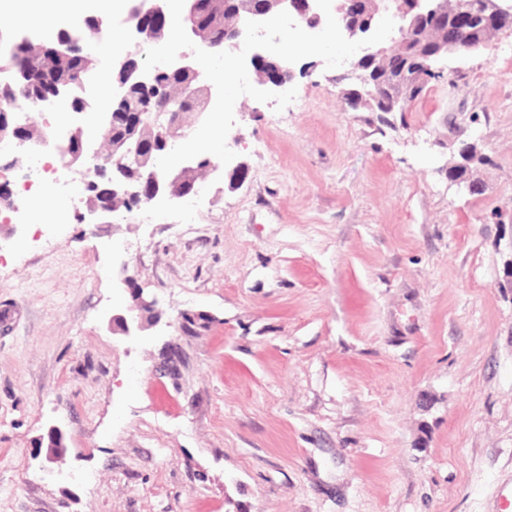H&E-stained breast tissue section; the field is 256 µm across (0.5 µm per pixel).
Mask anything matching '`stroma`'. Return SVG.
Here are the masks:
<instances>
[{"instance_id":"obj_1","label":"stroma","mask_w":512,"mask_h":512,"mask_svg":"<svg viewBox=\"0 0 512 512\" xmlns=\"http://www.w3.org/2000/svg\"><path fill=\"white\" fill-rule=\"evenodd\" d=\"M512 29L401 112L294 63L238 100L245 182L0 258V512H502L512 495ZM477 190L450 181L464 144ZM129 270L162 315L108 327ZM68 450L47 476L37 441Z\"/></svg>"}]
</instances>
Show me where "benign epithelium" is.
Listing matches in <instances>:
<instances>
[{"instance_id": "benign-epithelium-1", "label": "benign epithelium", "mask_w": 512, "mask_h": 512, "mask_svg": "<svg viewBox=\"0 0 512 512\" xmlns=\"http://www.w3.org/2000/svg\"><path fill=\"white\" fill-rule=\"evenodd\" d=\"M407 11L413 13L411 23L402 28L405 41L419 39L426 43H439L442 38L440 23L451 20L457 26H468L470 18L468 10L464 8L462 0H456L453 13H448L447 0H409ZM486 38L482 42L470 40L452 41L437 53L439 58H463L480 49L492 45L498 33L512 25V0H486ZM286 10L290 15L304 23L309 29L315 30L321 24L320 9L316 0H263L256 4V0H238L233 22L224 27V49L237 50L245 35V23L249 20L264 21L278 12ZM333 12L342 34L349 40H360L368 37L378 21L389 15L395 20L401 19L400 9L386 3V0H356L353 11L345 9L342 0H333ZM182 16L185 18V30L191 40H196L199 28L210 21V16L199 4V0H185ZM170 17V11L165 0H134L125 19L123 30L127 38L137 46L156 47L166 41L164 30L159 24ZM387 49L385 45H370L361 48V53L353 58L344 76L351 77L361 83L369 80L363 70V63L376 60ZM135 61L130 78L151 101L159 102L153 110L145 108L132 111L128 114L130 126L140 129L151 123L161 125L163 114L171 111L172 104L162 100V92L157 82L155 71L143 74V65L137 63V57L131 53L112 61V72L123 69L127 62ZM168 69L177 72L194 74L199 87L187 85L183 88L182 101H188L196 96L197 89L205 93V109L212 110L217 97L216 88L206 79L204 71L198 68L193 54L182 53L177 60L168 66ZM247 69L252 72L255 81L262 90L276 91L284 87L291 78L290 63L262 49H255L247 56ZM380 89L384 105L394 107L404 96V87L400 83L376 81ZM11 123L16 134L10 137L17 147L29 149L41 144V141L30 139L23 135L31 125V119H21L19 113L11 115ZM80 124L70 126L58 149L66 154L67 145L76 143L78 152L85 157L99 159L98 167L112 173L110 185L103 188V200L98 205H90L81 216V220L91 224H108L112 218V199L122 198L136 205L157 204L164 201L177 203L197 194V182L192 178L197 170L198 158L185 161L174 168L169 174H163L157 167V160L175 148V143L162 137L159 141H151V148L141 139H131L119 148L112 149V159L91 149L89 143L76 140L81 132ZM247 167L243 163L227 170L224 165L216 161H208L205 171L220 177L229 175V181L235 185L241 183ZM128 264H123L121 272L125 273L120 283L129 290L135 304L127 309L112 314L109 325L119 329L126 335H135L143 331L141 312L155 309L157 302L145 296L143 289L136 286L134 276L127 274ZM67 451L63 431L58 426H51L48 430L46 450H37L36 454H44L43 463L48 472H53L52 464L59 456Z\"/></svg>"}]
</instances>
